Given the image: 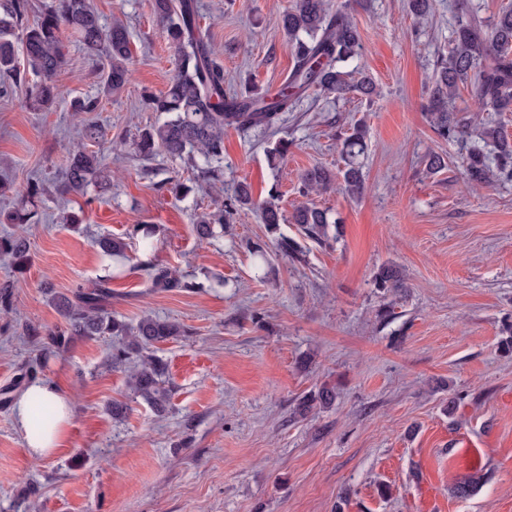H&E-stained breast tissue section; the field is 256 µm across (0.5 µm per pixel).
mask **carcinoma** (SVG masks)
<instances>
[{
  "label": "carcinoma",
  "mask_w": 512,
  "mask_h": 512,
  "mask_svg": "<svg viewBox=\"0 0 512 512\" xmlns=\"http://www.w3.org/2000/svg\"><path fill=\"white\" fill-rule=\"evenodd\" d=\"M29 0H0V89L16 84L24 72L18 66L15 42L21 33L24 67L39 81L29 88V97L40 106L55 104L58 97L57 72L66 60L62 30L70 31L93 59L103 66L102 93L106 96L123 90L132 80L130 68L131 41L126 26L119 20L101 23L90 0H46L38 17L29 20ZM153 11L176 49V74L166 91L145 92L142 106L163 115V119L138 131L137 153L149 159L163 153L172 159L188 160L198 176L218 180L216 164L224 158V130L272 128L278 115L288 110L294 98L309 88L330 95L357 93L370 97L375 85L368 76L353 83L349 72L340 64L355 58L362 49L356 25L347 12L335 7L332 0H296L279 20L294 67L274 98L261 92L241 97L224 95V66L199 36L192 0H153ZM470 89L471 100L481 109L512 112V8L504 9L489 25L474 17L458 21L453 32L448 60L441 63L431 82L428 118L435 134L452 142L467 144L463 167L469 182L486 185L494 179H512V139L497 127L471 131L472 121L456 106L460 86ZM105 137L104 129L95 122H85L80 129V143L68 149L61 171L60 186L67 194L79 195L88 206L98 196L88 195L91 187L112 189V174L99 154L89 146ZM491 151H486V147ZM366 150L365 131L357 125L342 143L345 169L341 171L346 191L358 195L363 189V172L357 158ZM336 184V174L323 166H314L301 176L300 192L307 196L325 193ZM45 194L43 185H29L10 223L17 230L0 237V254L11 258L18 270L26 269L29 242L26 225L39 220V203ZM253 204L250 185L238 184L233 199L224 208L202 213L196 218L195 232L201 239L224 233L236 208ZM260 218L274 233L288 221L299 226L313 241L327 238L331 224L329 212L313 204H303L285 217L277 203V195L259 206ZM99 248L116 261L126 259L128 243L121 238L96 240ZM275 252L299 261L303 252L298 243L286 236L274 238ZM149 285L161 292H191L198 284L175 270L152 261L142 263ZM377 287H404L401 271L386 265L376 276ZM51 302L63 323L46 331L41 344L46 353H57L69 347L76 336L94 339L101 336H123L125 341L112 349V364L124 368L127 385L135 398L146 402L157 414L166 411L169 389L166 388L167 367L156 355L157 345L185 335L178 323L146 314L134 326L114 317L110 276L100 277L91 288H77L71 294H54ZM336 400V392L320 388L299 404L306 415L317 406H328Z\"/></svg>",
  "instance_id": "carcinoma-1"
}]
</instances>
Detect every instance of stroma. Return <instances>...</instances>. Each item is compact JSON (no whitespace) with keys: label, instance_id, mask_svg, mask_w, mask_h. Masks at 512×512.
<instances>
[{"label":"stroma","instance_id":"35a3bbf8","mask_svg":"<svg viewBox=\"0 0 512 512\" xmlns=\"http://www.w3.org/2000/svg\"><path fill=\"white\" fill-rule=\"evenodd\" d=\"M151 2L92 0L102 22L120 18L130 34L133 79L120 93L100 97L97 64L70 36L51 109L30 107V73L0 93V181L11 187L0 194V235L29 183L48 189L39 223L27 227L28 270L0 256V284L13 293L0 312V512H512V355L501 350L512 337V181L470 186L461 145L438 138L425 110L462 13L489 22L512 0H430L421 24L408 0H336L362 42L345 68L373 79L372 100L312 90L272 130L227 129L223 189L184 199L166 182L193 177L191 167L163 154L140 160L133 145L158 118L142 108L143 90L163 92L175 74ZM294 3L196 0L226 95L282 87L293 57L278 21ZM94 96L97 111H73L74 98ZM86 121L106 132L112 193L72 226L58 174ZM357 125L367 144L362 193L338 185L302 196V172L343 168L341 144ZM279 139L292 146L274 167L266 149ZM431 152L446 169L427 173ZM240 182L251 184L254 206L238 209L223 236L198 239L197 214L220 208ZM273 187L284 213L309 201L336 225L327 245L281 225L304 259L272 254L259 270L248 247H273L256 208ZM131 224L155 225L154 248L133 245L115 263L95 242ZM147 259L198 289L150 290L139 269ZM389 263L405 276L393 293L375 284ZM107 274L115 318L132 326L151 314L188 331L158 350L169 409L160 416L132 401L108 357L111 337H74L44 373L70 399V441L33 459L12 416L19 370L38 353V331L61 322L52 293ZM323 385L335 388V404L295 415ZM452 392L461 402L450 414ZM116 400L130 404L124 419L112 417ZM476 477L475 495L456 496ZM30 481L40 487L32 509L21 497Z\"/></svg>","mask_w":512,"mask_h":512}]
</instances>
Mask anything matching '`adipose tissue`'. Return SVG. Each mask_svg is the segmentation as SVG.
<instances>
[{
    "label": "adipose tissue",
    "instance_id": "adipose-tissue-1",
    "mask_svg": "<svg viewBox=\"0 0 512 512\" xmlns=\"http://www.w3.org/2000/svg\"><path fill=\"white\" fill-rule=\"evenodd\" d=\"M12 413L31 457L50 456L67 443L71 405L56 384L44 379L34 381L16 395Z\"/></svg>",
    "mask_w": 512,
    "mask_h": 512
}]
</instances>
